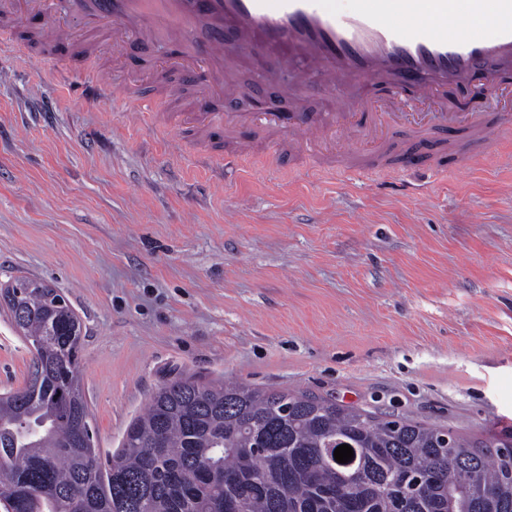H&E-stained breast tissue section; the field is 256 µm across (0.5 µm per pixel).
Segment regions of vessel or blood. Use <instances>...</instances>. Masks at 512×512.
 Returning <instances> with one entry per match:
<instances>
[{"instance_id":"1","label":"vessel or blood","mask_w":512,"mask_h":512,"mask_svg":"<svg viewBox=\"0 0 512 512\" xmlns=\"http://www.w3.org/2000/svg\"><path fill=\"white\" fill-rule=\"evenodd\" d=\"M64 10L81 18L85 48H120L134 29L181 41L179 65L198 69L205 106L224 86L225 63L246 57L263 71L271 59L305 60L306 72L284 88L294 111L252 119L308 149L343 137L341 162L358 143L379 158L393 143L398 172L452 168L468 159L457 147L460 136L483 155L495 149L500 127L512 124L510 109L493 122L480 109L459 111L447 95L451 86L466 93L481 69L487 94H498V72L512 69V0H352L342 12L334 0H65ZM1 11L48 16V4L0 0ZM476 13L485 14L487 34L466 32ZM425 15L454 17L457 29L438 35L422 23ZM319 87L327 111H301ZM88 90L95 103L122 92L108 72L94 73Z\"/></svg>"}]
</instances>
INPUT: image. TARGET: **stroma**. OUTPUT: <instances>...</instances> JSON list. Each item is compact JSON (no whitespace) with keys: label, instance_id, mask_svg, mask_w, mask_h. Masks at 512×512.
Returning <instances> with one entry per match:
<instances>
[{"label":"stroma","instance_id":"1","mask_svg":"<svg viewBox=\"0 0 512 512\" xmlns=\"http://www.w3.org/2000/svg\"><path fill=\"white\" fill-rule=\"evenodd\" d=\"M41 19L0 21V285L60 289L83 323L81 369L100 448L184 372L441 427L512 434V138L474 166L378 184L322 171L269 133L162 130L128 100L80 103L101 49L43 46ZM153 105L189 111L173 42L125 46ZM218 112L279 106L230 69ZM248 145L251 171L199 155ZM29 345L0 307V391Z\"/></svg>","mask_w":512,"mask_h":512}]
</instances>
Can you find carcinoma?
Listing matches in <instances>:
<instances>
[{
  "label": "carcinoma",
  "mask_w": 512,
  "mask_h": 512,
  "mask_svg": "<svg viewBox=\"0 0 512 512\" xmlns=\"http://www.w3.org/2000/svg\"><path fill=\"white\" fill-rule=\"evenodd\" d=\"M3 294L32 354L25 384L0 394L6 512H512L511 434H454L446 447L436 427L191 375L158 387L105 456L79 315L35 279ZM342 444L354 451L347 463L334 458Z\"/></svg>",
  "instance_id": "cac0c4a2"
}]
</instances>
